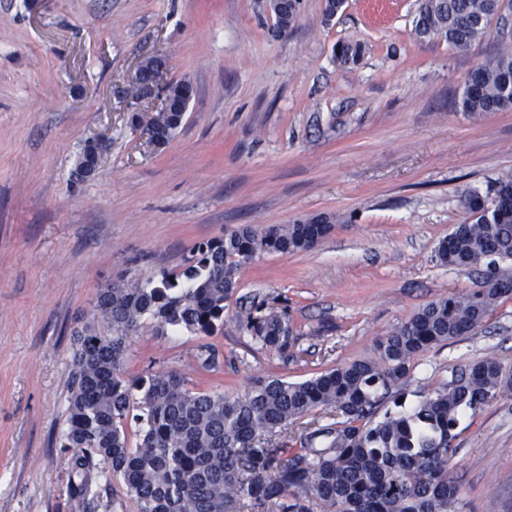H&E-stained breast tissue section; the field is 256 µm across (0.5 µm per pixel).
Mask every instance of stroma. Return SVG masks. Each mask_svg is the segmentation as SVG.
Segmentation results:
<instances>
[{
    "instance_id": "35a3bbf8",
    "label": "stroma",
    "mask_w": 512,
    "mask_h": 512,
    "mask_svg": "<svg viewBox=\"0 0 512 512\" xmlns=\"http://www.w3.org/2000/svg\"><path fill=\"white\" fill-rule=\"evenodd\" d=\"M301 0L276 31L266 0H0V512H75L60 444L73 333L100 288L179 266L194 244L243 224L335 216L311 250L244 266L230 311L282 297L289 356L225 323L224 370H197L194 336L129 340L124 372L179 370L243 393L251 377L298 381L372 355L376 340L479 270L441 264L439 242L471 194L512 181V111L458 108L471 70L512 44V18L467 49L413 35L417 0ZM363 57L340 64L336 46ZM168 59L196 95L168 145L126 123L118 88ZM102 159L75 177L85 142ZM491 357L512 375V299L475 332L420 357L421 395ZM450 463L467 512H512V397L465 419Z\"/></svg>"
}]
</instances>
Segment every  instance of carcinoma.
<instances>
[{"mask_svg": "<svg viewBox=\"0 0 512 512\" xmlns=\"http://www.w3.org/2000/svg\"><path fill=\"white\" fill-rule=\"evenodd\" d=\"M279 28L295 23L300 0H269ZM498 0H419L413 31L464 49L493 23ZM362 45L343 44L337 58L355 63ZM512 99V45L479 63L460 95L472 114L501 111ZM186 121L180 110L152 113L156 148ZM466 217L437 249L456 267L485 266L482 286L440 297L379 338L372 356L332 366L300 381L254 378L241 395L190 386L175 369L129 381V339L150 321L154 334L209 337L224 331L227 302L242 267L264 253H295L331 230L334 218L292 224L242 225L195 244L190 257L156 277L132 276L99 290L92 320L74 337L71 389L61 445L69 449L67 498L77 512H109L112 481L121 482L134 512H465L449 474L458 427L512 392L492 358L451 372L448 382L406 404L401 388L414 360L479 329L512 297V182L493 197L477 194ZM262 349L288 355L296 338L287 301H252L234 316ZM196 366L224 370V353L200 343ZM333 421L324 423L325 416ZM310 418L298 448L271 438Z\"/></svg>", "mask_w": 512, "mask_h": 512, "instance_id": "carcinoma-1", "label": "carcinoma"}]
</instances>
